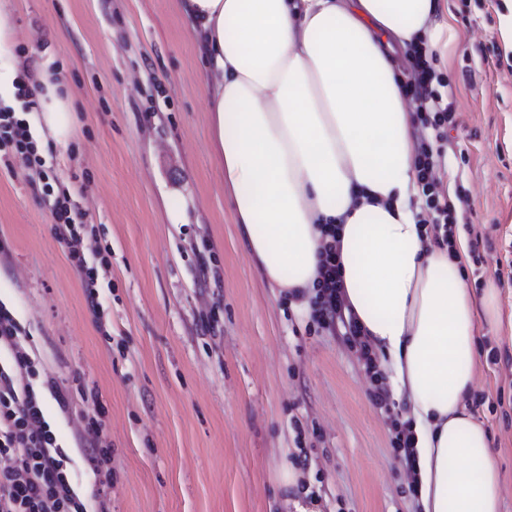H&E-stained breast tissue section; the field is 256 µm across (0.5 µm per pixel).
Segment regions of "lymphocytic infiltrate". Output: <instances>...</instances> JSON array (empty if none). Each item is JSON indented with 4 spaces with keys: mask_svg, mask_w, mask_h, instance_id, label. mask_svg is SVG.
<instances>
[{
    "mask_svg": "<svg viewBox=\"0 0 512 512\" xmlns=\"http://www.w3.org/2000/svg\"><path fill=\"white\" fill-rule=\"evenodd\" d=\"M413 58L418 77L412 88V99L417 106L418 119L433 130L432 136L420 141L419 186L428 208L434 213L433 227L441 233L439 243L449 246L454 240L457 218L454 206L437 190L434 171L443 155L453 105L447 93L437 88L438 77L422 47H414ZM2 151L24 155L35 169L44 165L36 152L28 120L8 110H0ZM53 217L56 239L67 248L70 259L81 271L90 304H97L99 271L109 268V260L101 259L96 267L88 265L84 256L86 215L72 205L69 196L56 200ZM323 236L313 318L323 329L343 326L349 343L359 349L365 361L371 382V401L378 408L390 409L392 398L383 373L354 317L345 315L339 297L342 262L335 225H326ZM33 374L34 361L25 346L21 328L12 313L0 305V512H107L104 501H96L90 508L76 493L67 467L68 456L44 417L32 382ZM85 420L89 435L85 443L89 450L87 458L98 472L112 457L101 403H94Z\"/></svg>",
    "mask_w": 512,
    "mask_h": 512,
    "instance_id": "lymphocytic-infiltrate-1",
    "label": "lymphocytic infiltrate"
}]
</instances>
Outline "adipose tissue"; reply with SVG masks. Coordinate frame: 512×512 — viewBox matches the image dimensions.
<instances>
[{
  "label": "adipose tissue",
  "instance_id": "adipose-tissue-1",
  "mask_svg": "<svg viewBox=\"0 0 512 512\" xmlns=\"http://www.w3.org/2000/svg\"><path fill=\"white\" fill-rule=\"evenodd\" d=\"M206 62L211 132L236 224L271 287L308 304L321 227H340L342 300L405 404L420 512H500L503 484L475 382L476 310L462 256L418 222V120L398 53L442 54L440 0H181ZM36 121L66 147L74 112L57 84Z\"/></svg>",
  "mask_w": 512,
  "mask_h": 512
}]
</instances>
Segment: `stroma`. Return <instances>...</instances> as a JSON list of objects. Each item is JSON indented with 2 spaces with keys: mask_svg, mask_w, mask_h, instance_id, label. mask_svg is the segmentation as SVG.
<instances>
[{
  "mask_svg": "<svg viewBox=\"0 0 512 512\" xmlns=\"http://www.w3.org/2000/svg\"><path fill=\"white\" fill-rule=\"evenodd\" d=\"M455 36L435 72L455 125L436 169L461 197L455 238L483 253L464 280H495L467 404L484 423L512 512V55L503 0H447ZM179 0H0L17 72H52L78 120L67 148L34 133L45 175L0 153V303L39 376L71 398L45 416L83 498L111 512H417L386 413L343 329L318 328L251 260L209 131L202 62ZM69 194L109 249L101 315L54 234ZM106 410L112 475L81 446ZM296 474L298 491L287 488Z\"/></svg>",
  "mask_w": 512,
  "mask_h": 512,
  "instance_id": "obj_1",
  "label": "stroma"
}]
</instances>
